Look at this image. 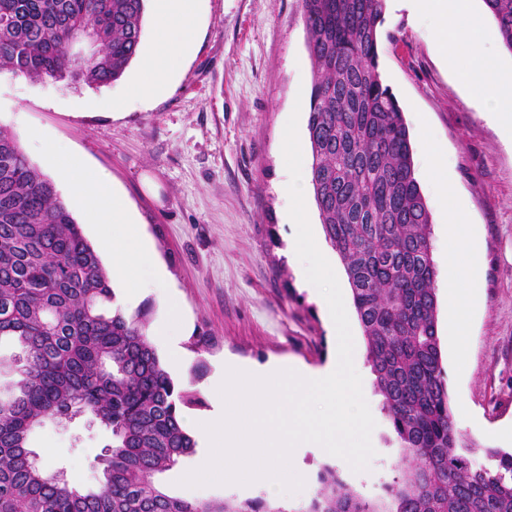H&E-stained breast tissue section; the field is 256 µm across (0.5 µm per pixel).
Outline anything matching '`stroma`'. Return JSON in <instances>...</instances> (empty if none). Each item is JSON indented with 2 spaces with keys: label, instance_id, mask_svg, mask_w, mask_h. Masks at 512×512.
<instances>
[{
  "label": "stroma",
  "instance_id": "35a3bbf8",
  "mask_svg": "<svg viewBox=\"0 0 512 512\" xmlns=\"http://www.w3.org/2000/svg\"><path fill=\"white\" fill-rule=\"evenodd\" d=\"M379 43L386 83L403 110L415 168L432 140L448 166L456 198L481 238L482 302L466 351L448 331V290L438 288V334L452 413L465 437L512 448V145L484 115L464 78L469 59L447 64L430 36V20L387 6ZM301 0H201L194 49L156 97L115 111L106 100L129 89L133 60L109 85L73 87L0 74V126L12 131L34 166L40 150L64 148L105 173L135 215L176 287L186 319L175 372L185 388L206 393L224 360H272L323 366L333 349L320 309L287 257L295 227L280 193L286 168L280 142L296 102H309L313 81ZM34 140H27V133ZM432 224L434 260L448 273L456 250L448 214L434 185L421 180ZM207 336L197 353L191 338ZM358 372L376 422L366 471L304 452L299 504L310 502L325 465L367 500L379 498L400 459L392 426L374 389L367 352ZM108 440L79 417L46 421L30 436L71 482L94 484V458Z\"/></svg>",
  "mask_w": 512,
  "mask_h": 512
}]
</instances>
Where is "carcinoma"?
<instances>
[{
	"mask_svg": "<svg viewBox=\"0 0 512 512\" xmlns=\"http://www.w3.org/2000/svg\"><path fill=\"white\" fill-rule=\"evenodd\" d=\"M512 52V0H484ZM314 68L311 185L401 450L386 498L326 468L305 509L173 496L159 475L192 455L179 387L126 314L97 251L15 135L0 126V341L22 351L0 393V512H512V450L455 427L438 335L430 215L402 108L379 68L386 0H302ZM145 0H0V72L99 88L140 51ZM87 416L110 439L97 484L30 449L48 419ZM483 452L485 460L474 456Z\"/></svg>",
	"mask_w": 512,
	"mask_h": 512,
	"instance_id": "cac0c4a2",
	"label": "carcinoma"
}]
</instances>
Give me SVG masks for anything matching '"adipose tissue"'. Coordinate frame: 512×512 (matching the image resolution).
<instances>
[{"label": "adipose tissue", "mask_w": 512, "mask_h": 512, "mask_svg": "<svg viewBox=\"0 0 512 512\" xmlns=\"http://www.w3.org/2000/svg\"><path fill=\"white\" fill-rule=\"evenodd\" d=\"M154 39L144 60L138 81L127 97L112 100L113 108L125 106L127 98L145 100L155 96L172 74L176 63L192 48L197 26L199 0H152ZM420 16H432L436 24L431 36L445 56L454 57L468 43L470 33L482 31L484 16L475 11L471 0H408ZM466 76L484 99L486 108L499 124L512 129V90L494 58L472 52ZM43 157L59 180L78 198L91 204L90 220L100 231L108 247L112 268L129 283L126 300L152 294L168 306L165 322L148 331L149 340L168 343L175 365H182L178 338L184 329L183 314L175 300L174 289L148 241L134 229L123 199L117 195L109 178L101 172L77 169L64 150L45 148ZM448 235L464 255L462 262H449L448 328L458 346H465L470 336V315L481 296L480 245L478 237L462 210L449 206Z\"/></svg>", "instance_id": "1"}]
</instances>
